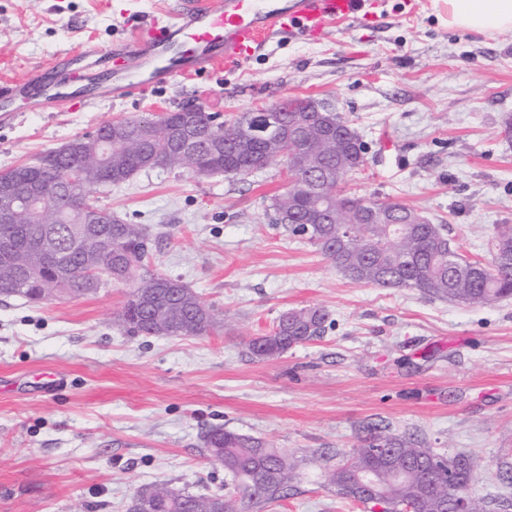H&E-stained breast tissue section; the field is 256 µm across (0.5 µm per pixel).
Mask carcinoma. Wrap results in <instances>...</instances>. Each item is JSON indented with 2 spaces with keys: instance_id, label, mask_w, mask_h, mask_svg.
Segmentation results:
<instances>
[{
  "instance_id": "cac0c4a2",
  "label": "carcinoma",
  "mask_w": 512,
  "mask_h": 512,
  "mask_svg": "<svg viewBox=\"0 0 512 512\" xmlns=\"http://www.w3.org/2000/svg\"><path fill=\"white\" fill-rule=\"evenodd\" d=\"M261 116L249 112L224 121L200 113L211 127L214 146L192 157L179 152L171 131L183 120L179 112L157 118L152 136L130 140L103 157L90 147H75L69 154L40 156L38 164H20L1 172L0 181L25 177L38 183L46 195L43 210L29 214L21 224H0V238L14 240L16 261L35 275L17 290L13 269L0 265V297H19L27 303L43 302L42 289L82 297L100 288L129 287L126 300L113 313V323L133 334L173 337L206 336L219 323L215 310L180 280L152 266L153 234L143 224H130L111 216L107 224H91L89 215L99 210L93 194L101 186L121 184L149 169H181L194 173L208 168L216 174L244 176L279 160L278 149L268 140L250 138L245 130ZM308 167L289 170L288 189L273 199V213L288 220L293 236L306 238L328 258L346 279L382 288H410L429 297L467 305H488L512 298V269L504 267L500 253L512 250V224H496L489 234L490 257L473 259L462 245L448 237L445 226L428 218L410 224L419 215L399 203L365 200L338 190L366 164L360 137L342 133L322 140L312 132L305 142ZM341 162L344 174L330 172ZM76 170L84 173L83 207L70 210L71 200L61 190ZM329 181L318 198L303 189L311 179ZM329 313L319 307L283 312L273 329L253 336L246 347L252 357L268 360L324 332ZM208 458L223 461L229 480L224 491L196 495L164 485L141 488L127 512H257L264 505L288 497L297 477L298 460L284 455L253 436L215 427L204 435ZM446 462L457 466V492L468 498L470 512H487V502L476 496L479 472L473 458L458 454L448 458L413 439L380 424L363 427L358 444L345 460L329 472L336 496L356 503L359 474L372 471L385 512H403L407 503L417 512H445L448 483H433L427 467Z\"/></svg>"
}]
</instances>
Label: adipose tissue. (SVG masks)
I'll use <instances>...</instances> for the list:
<instances>
[{
	"instance_id": "ef3b65f1",
	"label": "adipose tissue",
	"mask_w": 512,
	"mask_h": 512,
	"mask_svg": "<svg viewBox=\"0 0 512 512\" xmlns=\"http://www.w3.org/2000/svg\"><path fill=\"white\" fill-rule=\"evenodd\" d=\"M453 30L493 37L512 31V0H445Z\"/></svg>"
}]
</instances>
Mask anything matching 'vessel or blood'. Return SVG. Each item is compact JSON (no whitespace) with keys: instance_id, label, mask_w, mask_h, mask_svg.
Returning a JSON list of instances; mask_svg holds the SVG:
<instances>
[{"instance_id":"b4317fda","label":"vessel or blood","mask_w":512,"mask_h":512,"mask_svg":"<svg viewBox=\"0 0 512 512\" xmlns=\"http://www.w3.org/2000/svg\"><path fill=\"white\" fill-rule=\"evenodd\" d=\"M363 0H181L178 8L132 28L106 50L70 48L49 70L0 85V124L14 119L11 103L30 94L52 109H72L68 88L99 89V70L112 67L108 86L121 98L161 81L233 70L273 36L295 30L317 36L357 17Z\"/></svg>"}]
</instances>
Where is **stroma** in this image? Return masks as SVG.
Instances as JSON below:
<instances>
[{
  "label": "stroma",
  "mask_w": 512,
  "mask_h": 512,
  "mask_svg": "<svg viewBox=\"0 0 512 512\" xmlns=\"http://www.w3.org/2000/svg\"><path fill=\"white\" fill-rule=\"evenodd\" d=\"M179 0H0V58L15 75L79 43L107 48ZM443 0H364L323 34H281L235 70L75 110L15 104L0 171L34 162L105 122L185 104L231 118L307 95L358 131L367 162L342 189L444 225L466 254L512 224V32L449 30ZM288 185L274 163L246 176L140 172L98 206L149 225L153 261L212 306L206 336H134L112 322L121 286L35 306L0 297V512H126L164 483L224 485L202 437L224 427L300 459L294 489L263 512H364L328 490L312 452L338 462L380 423L479 464L491 512H512V299L465 306L342 277L317 248L271 223ZM321 307L325 333L278 358L245 347L290 309ZM59 377L49 388L45 375Z\"/></svg>",
  "instance_id": "stroma-1"
}]
</instances>
